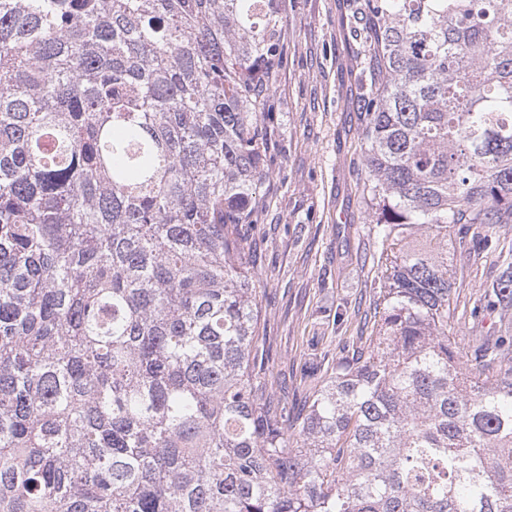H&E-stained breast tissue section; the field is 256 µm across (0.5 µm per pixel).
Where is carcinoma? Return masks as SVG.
Segmentation results:
<instances>
[{
  "label": "carcinoma",
  "instance_id": "cac0c4a2",
  "mask_svg": "<svg viewBox=\"0 0 512 512\" xmlns=\"http://www.w3.org/2000/svg\"><path fill=\"white\" fill-rule=\"evenodd\" d=\"M363 9L382 283L294 415L240 235L279 0H0V512H512V0ZM485 259L467 260L460 255L459 251L456 252L452 245H448V266L452 269V276L456 282L455 297H458L457 315L448 325V334L454 337L460 347L465 346L471 336L476 334L493 335L498 322L495 313L485 314L476 323L469 320L468 314L462 316L464 303H467L470 297L474 298L478 295L479 288H482L483 281L489 275L490 261Z\"/></svg>",
  "mask_w": 512,
  "mask_h": 512
}]
</instances>
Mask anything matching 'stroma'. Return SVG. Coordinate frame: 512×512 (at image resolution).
Masks as SVG:
<instances>
[{
	"mask_svg": "<svg viewBox=\"0 0 512 512\" xmlns=\"http://www.w3.org/2000/svg\"><path fill=\"white\" fill-rule=\"evenodd\" d=\"M363 0H281L283 63L271 86L269 174L245 237L260 278L259 371L275 397L301 399L302 375L345 340L371 333L380 287L372 209L363 196L364 99L371 53ZM459 303L476 296L488 261L449 250Z\"/></svg>",
	"mask_w": 512,
	"mask_h": 512,
	"instance_id": "35a3bbf8",
	"label": "stroma"
}]
</instances>
